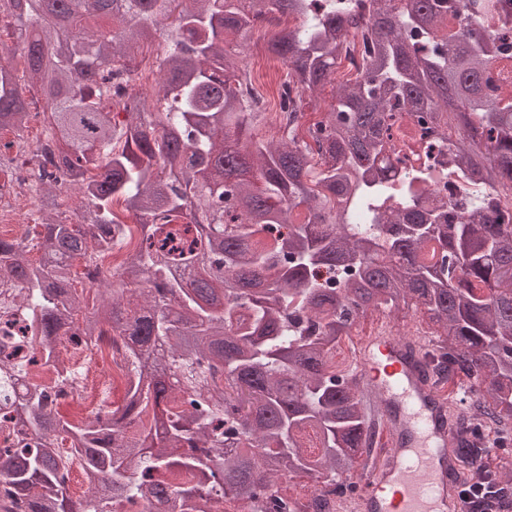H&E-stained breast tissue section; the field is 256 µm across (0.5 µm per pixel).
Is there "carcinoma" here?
Here are the masks:
<instances>
[{
	"label": "carcinoma",
	"instance_id": "carcinoma-1",
	"mask_svg": "<svg viewBox=\"0 0 512 512\" xmlns=\"http://www.w3.org/2000/svg\"><path fill=\"white\" fill-rule=\"evenodd\" d=\"M367 21L349 0L322 14L309 0H0V131L23 138L28 94L47 112L61 172L43 182L37 223L25 238L0 237V310L24 307L27 333L4 330L0 354L34 343L21 377L39 364L77 389L61 337L87 340L108 325L125 347L122 402L70 422L51 388L16 398L0 383V419L29 433L0 448V512H209L219 498L263 512H330L267 490L308 477L353 488L357 460L376 424L336 344L369 308L412 307L437 339L420 352L473 379L479 428L512 446V221L489 209L485 184L512 180V104L495 94L488 66L512 81V0H375ZM463 12L470 27L437 30ZM101 15L116 27L95 30ZM171 34L159 58L160 95L136 91L156 27ZM275 26L267 51L285 61L298 92L288 122L259 134L265 113L232 41ZM364 46L357 78L336 82L343 50ZM27 67L18 73L10 58ZM320 120L305 128L307 111ZM434 129L460 117L456 156L475 178L463 204L419 210L420 187L442 182L413 166L394 179L386 139L403 115ZM77 194V223L51 220L58 194ZM135 219L130 225L126 216ZM139 248L112 274L97 310L82 313L74 264L95 286L99 258ZM35 250L39 259L27 254ZM342 270V287L313 270ZM70 442L87 494L68 493L57 450Z\"/></svg>",
	"mask_w": 512,
	"mask_h": 512
}]
</instances>
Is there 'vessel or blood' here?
Returning <instances> with one entry per match:
<instances>
[{
	"mask_svg": "<svg viewBox=\"0 0 512 512\" xmlns=\"http://www.w3.org/2000/svg\"><path fill=\"white\" fill-rule=\"evenodd\" d=\"M356 376L371 386L388 439L361 477L354 512H462L447 401L427 379L415 343L389 330L364 340Z\"/></svg>",
	"mask_w": 512,
	"mask_h": 512,
	"instance_id": "obj_1",
	"label": "vessel or blood"
}]
</instances>
